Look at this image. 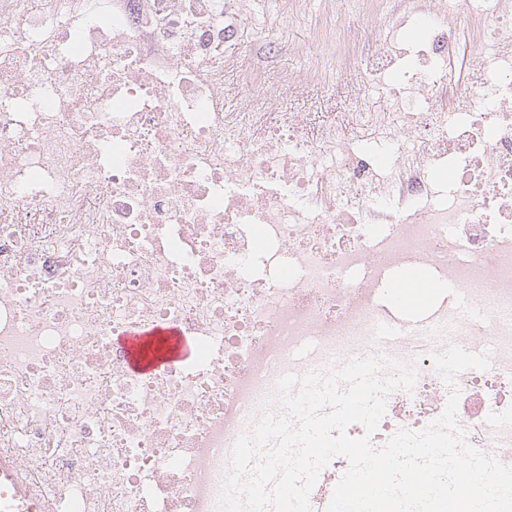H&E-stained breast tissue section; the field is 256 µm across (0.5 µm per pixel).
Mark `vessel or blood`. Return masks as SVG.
I'll list each match as a JSON object with an SVG mask.
<instances>
[{
	"instance_id": "obj_1",
	"label": "vessel or blood",
	"mask_w": 512,
	"mask_h": 512,
	"mask_svg": "<svg viewBox=\"0 0 512 512\" xmlns=\"http://www.w3.org/2000/svg\"><path fill=\"white\" fill-rule=\"evenodd\" d=\"M431 288L432 283L423 268L410 267L392 294L397 306L409 311L426 304ZM119 342L127 352L130 371L135 373L151 371L173 360L193 358L197 351L195 342L171 325L134 328L121 336ZM1 480L12 483L13 494L9 501L0 505V512H44L43 504L33 501L19 483L12 463L2 457Z\"/></svg>"
}]
</instances>
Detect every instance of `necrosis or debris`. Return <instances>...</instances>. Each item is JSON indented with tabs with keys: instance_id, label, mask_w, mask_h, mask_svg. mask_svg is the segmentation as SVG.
<instances>
[{
	"instance_id": "necrosis-or-debris-1",
	"label": "necrosis or debris",
	"mask_w": 512,
	"mask_h": 512,
	"mask_svg": "<svg viewBox=\"0 0 512 512\" xmlns=\"http://www.w3.org/2000/svg\"><path fill=\"white\" fill-rule=\"evenodd\" d=\"M245 4L0 0V456L46 512H217L279 379L373 348L386 321L416 382L349 435L424 429L448 399L432 352L486 346L458 420L512 456V0H467L464 37L453 0H347L374 48L327 22L289 70L268 29L250 66L225 63ZM353 68L385 94L284 111ZM410 265L480 322L445 301L402 320L380 292ZM161 324L196 357L130 372L118 337Z\"/></svg>"
}]
</instances>
